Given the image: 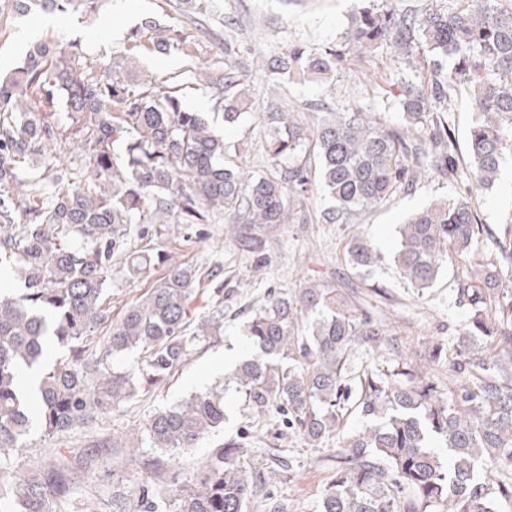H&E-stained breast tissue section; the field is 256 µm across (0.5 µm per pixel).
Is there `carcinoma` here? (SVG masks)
Segmentation results:
<instances>
[{
    "mask_svg": "<svg viewBox=\"0 0 512 512\" xmlns=\"http://www.w3.org/2000/svg\"><path fill=\"white\" fill-rule=\"evenodd\" d=\"M344 43L311 51L295 45L264 62L273 75L323 78L348 61L347 51L393 48L408 76L400 78L402 127L369 112H333L306 124L288 104L265 113L267 154L278 165L265 177L244 171L236 145L202 112L186 109L181 73L134 79L128 57L117 55L98 70L73 50L57 55L35 44L20 67L0 80V264L19 271L24 288L0 296V505L3 512H50L68 505L88 459L57 454L35 472L14 469L13 456L28 447L34 426L53 437L89 424L156 385L202 344L224 332V309L190 326L197 270L169 266L150 290L125 305L112 321L107 280L112 257L125 256L134 272L150 263L146 251L127 248L130 224H209L222 215L238 225L236 239L262 251L260 228L304 219L302 198L313 178L334 205L327 224L355 217L404 194L426 170L458 175L455 141L448 136L450 92L465 89L476 110L466 165L471 185L495 183L512 158V8L503 0H464L415 11L404 0H365ZM150 33L145 47L192 57L175 23ZM212 109L234 124L249 112L247 75L228 66L205 76ZM60 95L57 112L37 98ZM79 139L88 163L80 174L57 164L47 144ZM45 157L40 174L22 179L20 164ZM486 227L462 197L410 215L398 228L400 276L419 295L431 288L451 257L471 253ZM491 260L476 285L459 292L469 308L457 358L448 362L465 382L452 390L404 360L392 370L362 371L355 402L362 429L343 438L319 512H512V483L496 479L512 469V286H500L499 269L512 265V225L492 235ZM355 269L372 267L377 253L355 235L347 248ZM314 319L305 323L308 315ZM108 328L102 340L98 330ZM248 334L260 353L202 392L157 410L132 436L112 441L134 454L151 448L144 463L137 512H249L269 471L254 470L243 443L229 438L205 462L179 476L174 458L224 429V392L234 388L248 408L283 417L313 447L337 434L348 401L355 346L393 347L385 325L360 317L348 294L310 285L272 294L251 316ZM497 341L487 356L470 344ZM55 343L65 356L44 360ZM139 353V375L117 360ZM36 370L35 388L22 375Z\"/></svg>",
    "mask_w": 512,
    "mask_h": 512,
    "instance_id": "obj_1",
    "label": "carcinoma"
}]
</instances>
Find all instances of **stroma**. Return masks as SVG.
<instances>
[{
    "label": "stroma",
    "mask_w": 512,
    "mask_h": 512,
    "mask_svg": "<svg viewBox=\"0 0 512 512\" xmlns=\"http://www.w3.org/2000/svg\"><path fill=\"white\" fill-rule=\"evenodd\" d=\"M362 3L363 0H212L203 13L188 11L180 29L186 41L195 43L201 61L210 63L222 56L227 64L240 67L244 57L224 56L219 45L225 20L237 21V38L251 48L253 56L270 59L295 43L320 50L342 41ZM176 4L177 0H103L95 10L77 4L64 13L35 9L20 15L10 0H0V77L17 68L28 41L39 38L55 40L65 49L76 47L85 61L98 66L111 64L113 55L129 49L139 60V76H169L185 67L182 54H157L132 47L128 35L147 17L168 22ZM398 74L395 54L384 45L363 55H352L345 69L324 82L292 79L280 86L270 75L251 70L252 110L240 124L225 127L224 140L229 145L243 144L241 162L247 169L272 174L276 167L266 153L267 130L261 120L268 103L315 106L324 112L361 109L373 113L382 123L400 126L402 115L392 103L398 93ZM469 184L464 176L430 175L412 191L397 195L353 224L322 223L320 214L329 201L317 185L305 201L306 223L270 227L259 254L245 251L224 223L151 224L144 230L132 225L133 245L148 249L153 263L133 275L121 259H113L109 282L113 312H120L125 303L151 288L168 266L183 264L201 275L190 300L193 319L223 309L224 333L211 338L149 393L122 403L91 425L53 438L34 432L29 449L15 460L16 469L30 472L39 468L55 448L80 456L98 441L121 439L133 433L156 409L223 379V372L209 369L216 358L230 363L255 352L246 336V323L253 310L271 293H292L311 283L340 290L354 285L359 309L389 325L395 347L383 352L379 366L392 368L398 358L404 357L429 366L431 373L447 379V365H428L426 352L438 343L452 348L461 335L467 310L459 305L457 291L468 274L479 272L486 265L489 253L481 247L472 251L466 262L448 263L434 286L421 296L408 288L396 267V228L410 213L435 200L465 195L471 196L482 224L492 232H499L512 221V160L505 162L492 187L472 193ZM356 233L366 237L380 256L379 262L365 271L353 269L348 260V242ZM213 271L224 282V297L220 300L214 296L208 279ZM225 412L224 435L243 438L247 461L265 464L276 455L292 458L291 470L277 475L267 485V494L284 503L286 512H316L320 492L336 468L338 439L311 447L280 422L252 416L243 398L231 390L225 396ZM151 455L146 448L138 460L131 462L109 455L97 457L81 478L83 487L96 496L95 512H111L112 493L116 490L129 501H136L134 478L141 475L142 463Z\"/></svg>",
    "instance_id": "obj_1"
}]
</instances>
